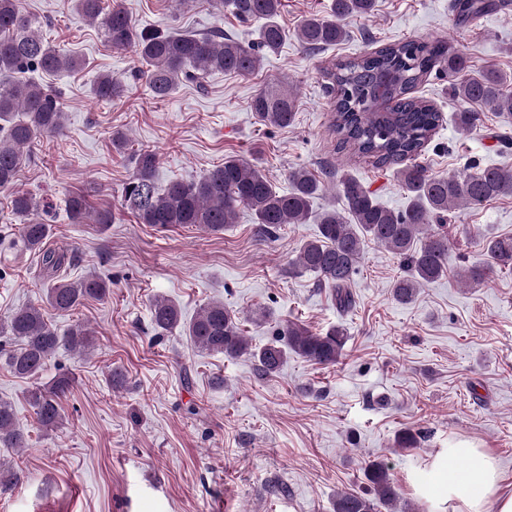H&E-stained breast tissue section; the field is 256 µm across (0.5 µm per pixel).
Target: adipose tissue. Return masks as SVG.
<instances>
[{
	"mask_svg": "<svg viewBox=\"0 0 512 512\" xmlns=\"http://www.w3.org/2000/svg\"><path fill=\"white\" fill-rule=\"evenodd\" d=\"M448 455L464 459V468L435 467L415 485L421 497L437 504L439 512H512V491L505 490L495 457L462 443L449 447Z\"/></svg>",
	"mask_w": 512,
	"mask_h": 512,
	"instance_id": "adipose-tissue-1",
	"label": "adipose tissue"
}]
</instances>
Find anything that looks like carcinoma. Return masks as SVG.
<instances>
[{
    "mask_svg": "<svg viewBox=\"0 0 512 512\" xmlns=\"http://www.w3.org/2000/svg\"><path fill=\"white\" fill-rule=\"evenodd\" d=\"M89 21L98 25L114 49H131L146 68L138 70L157 99L168 97L183 79L200 80L212 72L248 75L261 64L264 54L275 53L285 39L277 18L281 0H214L241 22L260 23V41L246 44L217 29L194 35L163 30L136 29L126 11L116 3L104 8L102 0H67ZM503 7L495 0H451L456 24L468 25ZM375 0H332L325 15L305 17L296 38L309 51L335 46L346 40V21L370 16ZM80 65L78 57L44 40L35 20L21 13L18 0H0V190L12 192V207L25 219L21 233L25 246L42 253L41 278L46 284V303L58 313H69L90 299L110 295L109 283L96 275L68 282L60 278L65 266L75 261L73 253L44 249L51 225L38 217L39 205L27 192L17 188L23 151L43 135L62 133L65 122L56 94L43 85L19 80L25 70L58 73ZM440 66L448 71L451 92L466 107L456 113V124L464 134L479 127L480 114L473 105H487L499 111L502 125H512V75L493 67L471 70L465 56L436 42L399 41L341 58L323 72L331 104L330 130L338 147L353 157L373 159L379 167L398 166L396 175L407 197L406 208L394 211L379 203L359 178L344 174L338 180L344 212L334 209L318 217V234L299 248L292 268L308 272L320 286L333 289L336 307L347 312L356 301L350 283L360 263L365 241L389 249L400 258L404 275L392 292L401 303L411 302L419 288L448 275V229L450 213L459 209L478 210L512 194V168L473 166L460 176L432 172L422 158L426 143L439 127L441 113L429 101L409 96L410 91ZM94 94L102 100L119 98L123 82L110 73L98 76ZM291 89L269 84L252 100V111L266 125L286 128L296 112ZM158 158L141 152L135 171L121 191L122 207L139 223L166 229L195 224L219 231L236 223L239 212H251L259 234L272 238L286 224H303L311 214V203L325 184L304 165L288 169L290 188L279 192L257 165L238 157L200 177L171 182L161 189L155 182ZM71 219L80 223L93 217L98 224L112 223V212L91 211L82 194L70 196ZM484 261L466 271L474 286L486 283L491 274L512 270V236L478 235ZM153 328L160 336L179 332L199 350L221 353L233 359L251 356L264 375L281 371L294 355L320 365H334L343 356L347 332L332 327L314 333L302 324L290 322L278 332L279 339L259 349L252 348L240 327L238 316L222 302H212L186 321L177 305L157 296L150 302ZM93 345V334L76 324L59 334L35 305L17 308L0 321V358L20 378H37L59 350L83 352ZM73 387L67 375L52 384L30 391L29 401L38 423L54 429L63 421L61 400ZM0 446L26 448L28 439L16 424L11 402L0 398ZM369 493L341 491L333 502L334 512H375L383 505L393 508L399 495L388 466L372 463L365 469ZM20 475L0 464V494L14 489Z\"/></svg>",
    "mask_w": 512,
    "mask_h": 512,
    "instance_id": "1",
    "label": "carcinoma"
}]
</instances>
